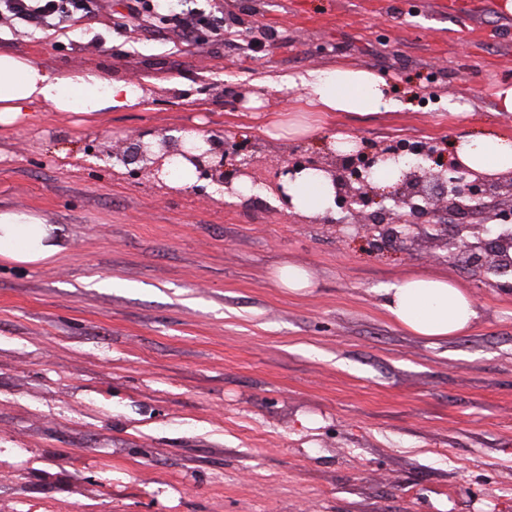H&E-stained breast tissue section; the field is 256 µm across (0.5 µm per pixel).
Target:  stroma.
I'll return each instance as SVG.
<instances>
[{
  "instance_id": "35a3bbf8",
  "label": "stroma",
  "mask_w": 512,
  "mask_h": 512,
  "mask_svg": "<svg viewBox=\"0 0 512 512\" xmlns=\"http://www.w3.org/2000/svg\"><path fill=\"white\" fill-rule=\"evenodd\" d=\"M196 6L236 41L128 18L123 0L57 32L0 30V52L149 90L134 112L40 107L0 126V210L45 216L61 248L0 261V512H512V288L449 260L440 227L374 250L288 212L272 186L334 135L442 150L512 135L493 97L512 82L502 8ZM338 66L385 78L400 108L320 114L273 83ZM293 120L310 133L275 137ZM186 127L247 148L258 194L228 200L204 179L171 193L98 157ZM288 263L311 288L278 286ZM409 275L467 288L474 327L432 341L396 325L378 290Z\"/></svg>"
}]
</instances>
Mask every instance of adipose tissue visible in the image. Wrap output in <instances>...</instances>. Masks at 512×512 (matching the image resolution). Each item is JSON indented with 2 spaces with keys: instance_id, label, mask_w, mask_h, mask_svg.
I'll list each match as a JSON object with an SVG mask.
<instances>
[{
  "instance_id": "adipose-tissue-1",
  "label": "adipose tissue",
  "mask_w": 512,
  "mask_h": 512,
  "mask_svg": "<svg viewBox=\"0 0 512 512\" xmlns=\"http://www.w3.org/2000/svg\"><path fill=\"white\" fill-rule=\"evenodd\" d=\"M288 88H301L305 104L319 112H384L396 108L387 82L371 70L338 67L309 69L284 77ZM145 88L124 79L96 72L58 74L36 61L0 53V125H13L29 117L37 106L56 112L92 116L100 112H125L143 107ZM185 150L165 160L162 179L183 187L197 180L187 154L210 151L207 134L186 129L178 134ZM455 164L487 176L512 172V136L500 133L468 134L451 144ZM284 187L291 209L302 216H335V190L330 177L306 169L286 179ZM59 251L56 227L44 216L27 211L0 212V258L21 265L53 259ZM382 307L405 331L431 340L464 334L480 316L471 293L457 282L439 276H408L381 288Z\"/></svg>"
}]
</instances>
